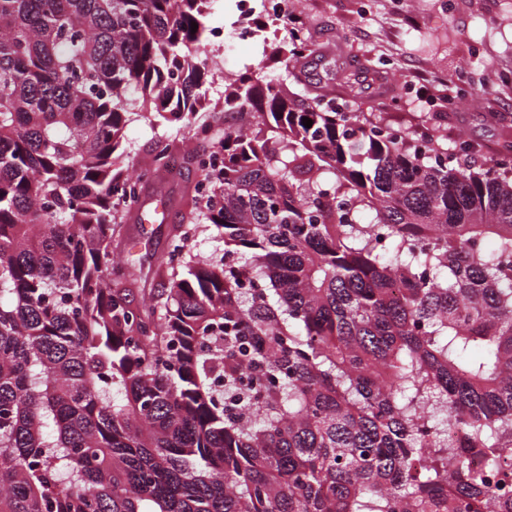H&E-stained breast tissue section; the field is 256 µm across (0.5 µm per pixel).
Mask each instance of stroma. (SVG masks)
Segmentation results:
<instances>
[{
  "mask_svg": "<svg viewBox=\"0 0 512 512\" xmlns=\"http://www.w3.org/2000/svg\"><path fill=\"white\" fill-rule=\"evenodd\" d=\"M375 0L371 12L359 13L350 0H304L302 17L307 30L325 50V60L306 59L303 66L310 94L332 92L340 99L375 101L390 124L407 128L439 117L449 145L465 139L474 150L468 168L483 171L496 158L499 142L512 137V83H500L512 72V0ZM294 12L272 20L262 13L239 15L233 0H215L206 24L232 32L241 25L257 26L261 34L248 41L234 40L221 54L220 68L210 70L202 87L216 118L238 123L225 113L224 79L246 71L284 77L273 58L284 44ZM469 68L479 90L470 104L447 108L456 94V75ZM169 145L180 160L174 177L143 184L142 207L118 214L112 251L137 279L134 293L158 292L168 285V272L158 267L168 235L176 224L189 220L187 200L199 171L190 152L209 150L210 142L194 138L189 123H131L123 147L127 163L151 166L157 143Z\"/></svg>",
  "mask_w": 512,
  "mask_h": 512,
  "instance_id": "1",
  "label": "stroma"
}]
</instances>
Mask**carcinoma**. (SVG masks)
Masks as SVG:
<instances>
[{"instance_id":"obj_1","label":"carcinoma","mask_w":512,"mask_h":512,"mask_svg":"<svg viewBox=\"0 0 512 512\" xmlns=\"http://www.w3.org/2000/svg\"><path fill=\"white\" fill-rule=\"evenodd\" d=\"M212 2L0 0V512H512V139L475 173L434 123L337 111L293 29L288 82L225 81L222 166L191 155L244 261L133 297L128 93L209 136Z\"/></svg>"}]
</instances>
